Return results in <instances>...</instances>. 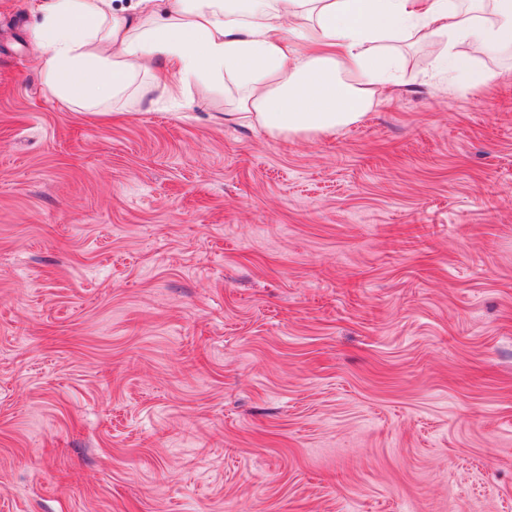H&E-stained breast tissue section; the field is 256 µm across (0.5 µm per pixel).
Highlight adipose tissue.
Wrapping results in <instances>:
<instances>
[{
  "mask_svg": "<svg viewBox=\"0 0 512 512\" xmlns=\"http://www.w3.org/2000/svg\"><path fill=\"white\" fill-rule=\"evenodd\" d=\"M44 84L98 108L147 103L179 111L187 91L220 85L233 118L273 139L332 135L359 123L402 62L425 42L452 84L491 80L476 57L512 55V0H40Z\"/></svg>",
  "mask_w": 512,
  "mask_h": 512,
  "instance_id": "adipose-tissue-1",
  "label": "adipose tissue"
}]
</instances>
